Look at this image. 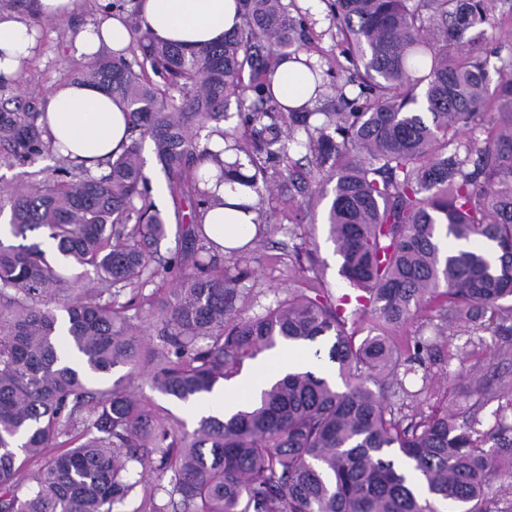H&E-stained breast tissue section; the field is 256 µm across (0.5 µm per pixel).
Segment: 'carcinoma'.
Listing matches in <instances>:
<instances>
[{
  "label": "carcinoma",
  "mask_w": 512,
  "mask_h": 512,
  "mask_svg": "<svg viewBox=\"0 0 512 512\" xmlns=\"http://www.w3.org/2000/svg\"><path fill=\"white\" fill-rule=\"evenodd\" d=\"M349 67L299 60L310 11L296 0H241L239 28L191 49L155 41L134 23L132 57L77 63L74 78L128 109L131 142L95 176L78 166L32 177L0 197L15 236L43 229L75 273L53 267L36 245L0 241V512H116L139 481L132 466L170 475L168 500L135 512H512L493 490L512 478V388L483 430L478 411L402 413L436 345L395 336L421 308L469 335L500 338L512 358V75L489 93L487 62L468 31L490 22L486 0H326ZM301 61L315 94L332 104L285 110L269 75L279 57ZM249 78H243L244 71ZM426 112H417V90ZM250 99L225 128L224 102ZM497 111L507 118L476 144L457 135ZM42 113L0 105V165L50 151ZM206 134H201V131ZM218 135L224 147L210 149ZM150 139L177 205L188 203L176 256L156 261L167 222L149 200L142 157ZM306 151L340 275L356 291L295 290L264 313L242 317L245 276L224 269L202 214L244 156L236 181L262 205L271 191H309L290 172ZM176 280L155 300L149 337L131 325L129 287ZM369 335L356 341L354 329ZM331 345L344 390L311 371L287 373L228 416L192 431L134 395L144 380L181 402L201 400L243 362L278 345ZM127 373L90 390L91 378ZM493 440L495 446L485 448ZM37 470L25 476L28 464Z\"/></svg>",
  "instance_id": "1"
}]
</instances>
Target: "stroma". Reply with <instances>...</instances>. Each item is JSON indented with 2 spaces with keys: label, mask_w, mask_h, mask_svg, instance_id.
I'll use <instances>...</instances> for the list:
<instances>
[{
  "label": "stroma",
  "mask_w": 512,
  "mask_h": 512,
  "mask_svg": "<svg viewBox=\"0 0 512 512\" xmlns=\"http://www.w3.org/2000/svg\"><path fill=\"white\" fill-rule=\"evenodd\" d=\"M493 15L498 18V25L485 27L484 36L474 49L476 54L486 57L489 80L495 83L502 74L512 71V0H494ZM74 28L71 22H42L36 56L0 95L14 99L20 106L43 107L56 85L70 79L74 62L66 54V45ZM142 155L154 191L152 200L167 218V238L160 246L161 255L166 256L175 250L182 228L151 141H144ZM327 207V201L315 198L298 196L291 200L277 193L266 198L268 222L261 241L239 255L224 259V266L230 272L242 271L247 275L252 301L244 309V316L263 312L292 289L305 292L319 284L335 295L348 291L349 285L339 273V258L323 224ZM495 342V337L488 335L483 341L472 343L463 332L440 338L439 360L431 368L430 386L410 402L409 412L428 414L442 405L459 412L476 404L484 427H491L500 404L494 389L500 382H512V361L493 357ZM451 355L466 357L469 364L475 365L477 376L490 385V393L471 395L470 379L448 376L447 358Z\"/></svg>",
  "instance_id": "35a3bbf8"
}]
</instances>
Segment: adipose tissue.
<instances>
[{"mask_svg": "<svg viewBox=\"0 0 512 512\" xmlns=\"http://www.w3.org/2000/svg\"><path fill=\"white\" fill-rule=\"evenodd\" d=\"M238 0H136V14L142 29L159 41L192 48L213 42L240 23ZM131 46L129 23L117 17L88 22L77 30L67 46L70 58L89 62L102 49L116 53ZM36 42L25 15L0 6V82L19 76L24 61L35 53ZM271 89L287 108L312 105L314 85L302 64L284 60L275 68ZM45 137L53 155L98 171L110 157L120 154L129 142L126 110L109 94L90 84H62L49 96L45 106ZM221 205L209 209L202 222L215 243L237 247L255 234V197L235 182L218 190ZM299 355L280 350L267 355L251 374L234 385L215 390L199 407L204 413H224L247 403L265 384L295 366Z\"/></svg>", "mask_w": 512, "mask_h": 512, "instance_id": "obj_1", "label": "adipose tissue"}]
</instances>
